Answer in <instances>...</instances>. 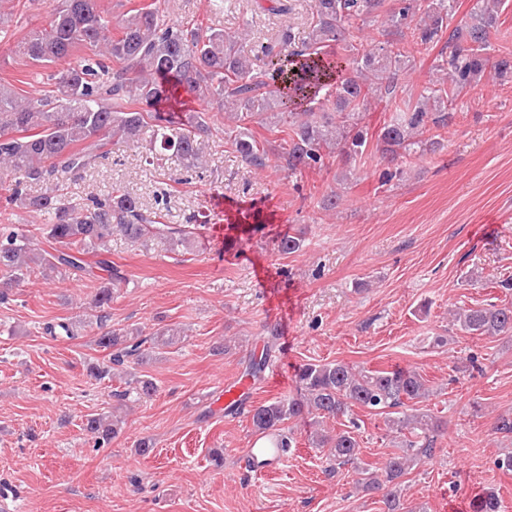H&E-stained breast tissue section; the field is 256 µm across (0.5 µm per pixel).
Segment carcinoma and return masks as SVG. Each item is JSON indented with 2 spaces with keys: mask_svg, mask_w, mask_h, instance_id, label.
<instances>
[{
  "mask_svg": "<svg viewBox=\"0 0 512 512\" xmlns=\"http://www.w3.org/2000/svg\"><path fill=\"white\" fill-rule=\"evenodd\" d=\"M502 0H476L469 19L454 22L455 0H313L308 30L286 24L276 43L256 44L246 32L211 26L187 27L170 18L159 0L132 11L112 26L98 0H52L48 27L31 32L18 50L34 64L53 63L81 47L73 64L51 74L53 89L44 95L19 94L0 83V189L10 205L48 216L43 233L65 246L53 253L32 248L29 238L0 228V302L9 299L12 284L36 265L49 271H78L82 255L109 252L112 234L143 247L162 240L170 249L187 251L193 231L185 224L165 222L161 208H147L120 187L75 201L64 183L103 165L121 148L140 145L145 160L166 155L185 168H204L202 142L211 132L208 113L189 103L214 104L235 123L231 148L250 165L263 166L268 149L245 122L288 125V149L279 153L291 175L325 166L337 155L342 170L362 155L368 131L355 119L368 110L371 97L380 102L398 97L399 76L413 67L414 56L391 38L411 28L412 43L428 47L445 41L441 70L448 84L425 88L414 101L403 103L378 135L381 162L397 165L401 157L434 155L437 139H424L428 127L443 128L453 118L459 96L482 84L487 75L512 79V54L489 53L490 38L500 26ZM385 17L388 39L379 46L346 41L347 26ZM419 21H414V18ZM342 42L343 61H326L322 48ZM35 186L43 189L31 194ZM109 279L93 303L101 309L112 301V289L125 282L105 259ZM467 334L498 336L512 331V307H476L458 314ZM172 328L143 336L136 328L107 331L98 344L112 350V366L151 353L176 341ZM300 398L283 397L250 410L255 432L281 431L292 419L308 415L338 416L358 405L386 415L390 428L409 431L400 452L389 457L382 473L359 471L357 483L369 491H384L387 512H402L400 479L421 458L434 451L438 424L425 413L397 415L408 402L419 403L428 389L415 370L357 372L341 361L305 363L295 374ZM133 387L119 393L140 398L153 395L149 378L130 380ZM117 417L93 416L87 431L108 440L118 434ZM316 445L327 446L336 465L356 459L359 443L354 432L320 435ZM474 512H501L489 491L473 503Z\"/></svg>",
  "mask_w": 512,
  "mask_h": 512,
  "instance_id": "1",
  "label": "carcinoma"
}]
</instances>
